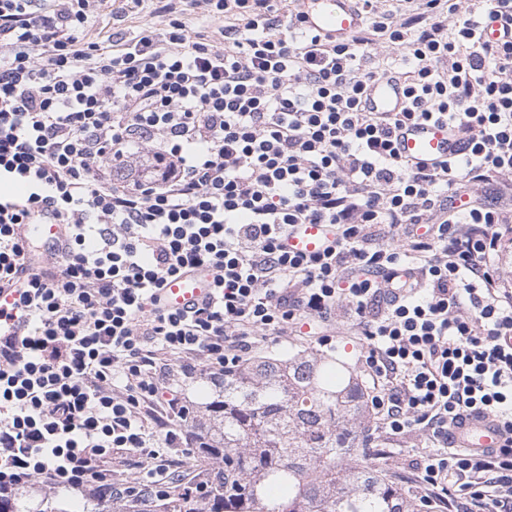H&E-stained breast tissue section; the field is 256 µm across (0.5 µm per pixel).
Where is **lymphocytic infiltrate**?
<instances>
[{"instance_id":"obj_1","label":"lymphocytic infiltrate","mask_w":512,"mask_h":512,"mask_svg":"<svg viewBox=\"0 0 512 512\" xmlns=\"http://www.w3.org/2000/svg\"><path fill=\"white\" fill-rule=\"evenodd\" d=\"M102 2L0 0V182L21 187L0 195V289L19 292L0 309V498L111 483L117 458L167 480L166 449L199 444L176 375L234 371L260 336L330 344L344 307L383 429L431 441L427 490L512 512V442L448 446L466 412L512 433V284L495 264L512 237V0H362L339 41L303 29L296 0H155L163 27L104 41ZM383 76L405 111L364 108ZM417 121L450 125L464 153L403 159L393 135ZM25 224L64 225V249L34 254ZM301 224L332 241L289 251ZM379 224L398 242H373ZM196 268L208 300L162 307Z\"/></svg>"}]
</instances>
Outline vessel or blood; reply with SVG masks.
I'll return each mask as SVG.
<instances>
[{"label": "vessel or blood", "mask_w": 512, "mask_h": 512, "mask_svg": "<svg viewBox=\"0 0 512 512\" xmlns=\"http://www.w3.org/2000/svg\"><path fill=\"white\" fill-rule=\"evenodd\" d=\"M301 9L307 27L336 39L350 36L363 22L357 0H302ZM403 101L401 83L383 77L371 85L365 106L374 112H397ZM394 145L406 160L427 166L454 157L460 150L448 126L431 122L403 125ZM22 233L27 240L45 247H60L65 240V228L60 224H27ZM331 239L327 225L304 224L288 237L286 245L313 253L322 250ZM211 280V273L201 269L169 279L160 292L162 303L169 309H189L209 296ZM503 440L498 423L488 416H462L448 431L449 446L466 451L497 448Z\"/></svg>", "instance_id": "obj_1"}]
</instances>
